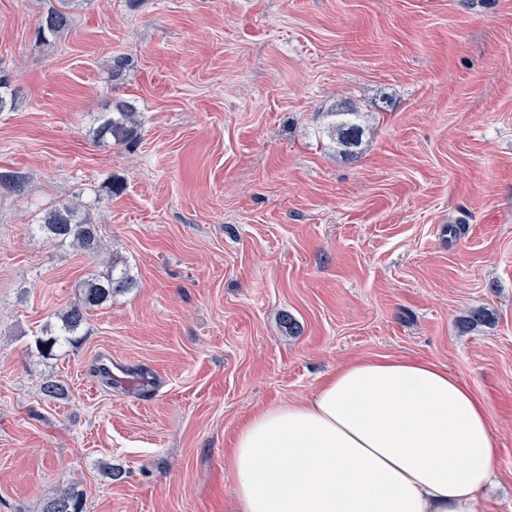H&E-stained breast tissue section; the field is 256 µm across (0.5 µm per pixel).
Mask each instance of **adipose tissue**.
<instances>
[{"instance_id":"1","label":"adipose tissue","mask_w":512,"mask_h":512,"mask_svg":"<svg viewBox=\"0 0 512 512\" xmlns=\"http://www.w3.org/2000/svg\"><path fill=\"white\" fill-rule=\"evenodd\" d=\"M498 448L486 402L445 368L353 361L237 429L235 512H488Z\"/></svg>"}]
</instances>
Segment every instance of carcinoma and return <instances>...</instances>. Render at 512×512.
<instances>
[{"instance_id":"1","label":"carcinoma","mask_w":512,"mask_h":512,"mask_svg":"<svg viewBox=\"0 0 512 512\" xmlns=\"http://www.w3.org/2000/svg\"><path fill=\"white\" fill-rule=\"evenodd\" d=\"M81 0H57L39 18L37 34L42 38L57 37L67 31L72 21V10ZM16 91L11 79L0 73V112L14 108ZM330 118L327 133L348 156H355L363 134L361 113L341 108L327 113ZM139 124L133 108L119 103L115 111L106 113L94 130L100 141L112 140L118 144L130 143L138 139ZM40 230L50 239L61 245H69L78 251L96 257L101 250L99 224L90 210L73 202H62L42 216ZM136 279L120 266V261L112 260V266L104 274L91 275L82 284L80 296L59 315V331L38 340L45 352L52 353L56 346L75 341L85 324L88 311L102 306L118 294L135 288ZM42 512H84L82 495L73 487H67L48 497Z\"/></svg>"}]
</instances>
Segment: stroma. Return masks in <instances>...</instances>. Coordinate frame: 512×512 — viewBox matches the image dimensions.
Returning a JSON list of instances; mask_svg holds the SVG:
<instances>
[{"mask_svg": "<svg viewBox=\"0 0 512 512\" xmlns=\"http://www.w3.org/2000/svg\"><path fill=\"white\" fill-rule=\"evenodd\" d=\"M53 3L0 0V172L24 177L0 188V512L72 484L85 512H233L239 425L382 356L485 400L486 497L512 512V0H88L39 39ZM123 101L136 145L96 141ZM341 105L363 114L353 159L324 132ZM67 200L98 258L37 232ZM115 258L136 288L42 355ZM104 354L158 387L108 383Z\"/></svg>", "mask_w": 512, "mask_h": 512, "instance_id": "35a3bbf8", "label": "stroma"}]
</instances>
